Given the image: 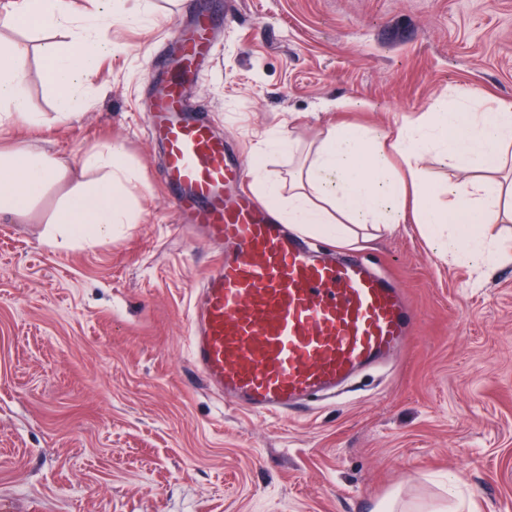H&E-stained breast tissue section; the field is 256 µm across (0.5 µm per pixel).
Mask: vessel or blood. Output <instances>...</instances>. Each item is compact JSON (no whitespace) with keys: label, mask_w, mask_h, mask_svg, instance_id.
I'll use <instances>...</instances> for the list:
<instances>
[{"label":"vessel or blood","mask_w":512,"mask_h":512,"mask_svg":"<svg viewBox=\"0 0 512 512\" xmlns=\"http://www.w3.org/2000/svg\"><path fill=\"white\" fill-rule=\"evenodd\" d=\"M216 20L197 10L146 114L163 184L182 223L222 252L191 299L190 360L201 380L248 414L279 415L335 393L355 372L410 343L403 289L357 255L319 252L245 189L244 160L188 109L185 88L215 56Z\"/></svg>","instance_id":"b4317fda"}]
</instances>
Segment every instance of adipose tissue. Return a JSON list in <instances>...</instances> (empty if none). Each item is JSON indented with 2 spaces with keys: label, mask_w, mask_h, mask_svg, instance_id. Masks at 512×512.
I'll return each instance as SVG.
<instances>
[{
  "label": "adipose tissue",
  "mask_w": 512,
  "mask_h": 512,
  "mask_svg": "<svg viewBox=\"0 0 512 512\" xmlns=\"http://www.w3.org/2000/svg\"><path fill=\"white\" fill-rule=\"evenodd\" d=\"M122 0H97L94 11L76 13L72 0H13L0 25L28 21L64 31L70 48L46 46L43 56L55 93L56 117L76 118L85 106L82 86L112 45L98 39L101 28L122 14ZM22 56L0 54V125L40 123L28 109ZM441 150L460 181L433 188L422 163ZM404 161L396 168L391 155ZM120 145L88 157L94 179L77 183L60 200L45 231L47 242L73 244L110 238L135 215L129 205L131 178ZM512 101L487 99L481 88L428 113L424 122L381 135L340 123L311 149L288 189L269 184L265 196L279 220L296 232L344 246L394 224L420 225L440 256L492 264L512 245L492 230L512 223ZM68 162L43 150L15 146L0 151V220L27 217L51 187L66 180Z\"/></svg>",
  "instance_id": "1"
}]
</instances>
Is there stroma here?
<instances>
[{
    "mask_svg": "<svg viewBox=\"0 0 512 512\" xmlns=\"http://www.w3.org/2000/svg\"><path fill=\"white\" fill-rule=\"evenodd\" d=\"M149 21L103 31L71 120L55 117L42 48L62 32L0 30L26 51L37 126L0 145L65 158L69 178L31 215L0 222V512H512V262L479 277L415 224L357 250L416 307L404 353L302 417L254 416L192 374L190 301L220 249L181 227L161 190L144 113L164 43L200 4L233 9L189 92L248 165L287 181L274 144L306 151L337 123L396 132L477 86L512 100V0H150ZM355 101L339 112L336 101ZM118 143L145 183L111 239L44 242L88 154Z\"/></svg>",
    "mask_w": 512,
    "mask_h": 512,
    "instance_id": "stroma-1",
    "label": "stroma"
}]
</instances>
